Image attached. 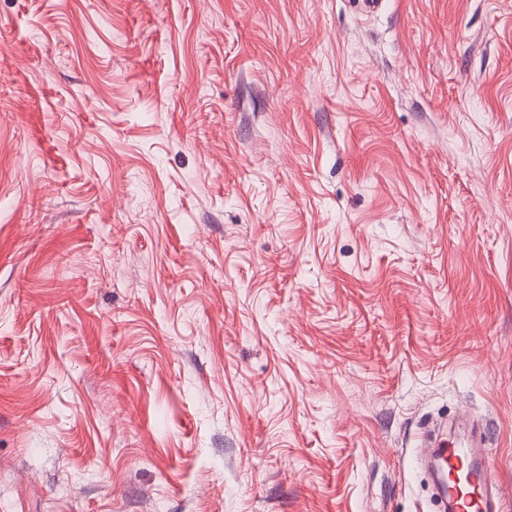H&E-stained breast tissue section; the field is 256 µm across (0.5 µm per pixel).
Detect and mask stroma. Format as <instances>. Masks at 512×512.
<instances>
[{"instance_id": "stroma-1", "label": "stroma", "mask_w": 512, "mask_h": 512, "mask_svg": "<svg viewBox=\"0 0 512 512\" xmlns=\"http://www.w3.org/2000/svg\"><path fill=\"white\" fill-rule=\"evenodd\" d=\"M512 512V0H0V512ZM424 448L431 466L444 476V492L448 499V512H498L501 496L491 495V477L486 465L483 449L473 447L441 448L445 445H430ZM448 465L466 468L468 473L467 488L456 491L448 488ZM459 468V469H460Z\"/></svg>"}]
</instances>
